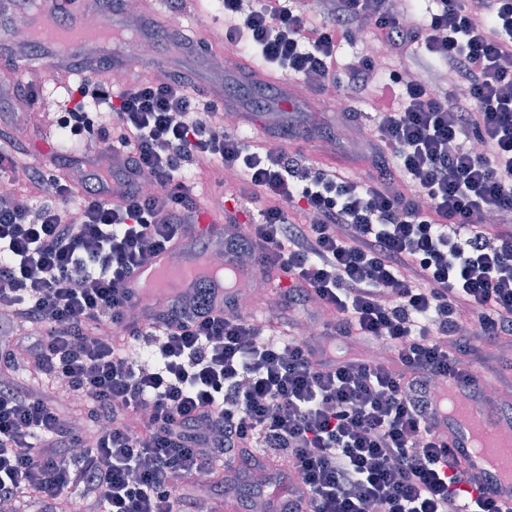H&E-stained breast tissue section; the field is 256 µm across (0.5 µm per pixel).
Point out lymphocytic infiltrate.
Returning a JSON list of instances; mask_svg holds the SVG:
<instances>
[{"mask_svg": "<svg viewBox=\"0 0 512 512\" xmlns=\"http://www.w3.org/2000/svg\"><path fill=\"white\" fill-rule=\"evenodd\" d=\"M221 4L229 53L377 97L374 172L253 151L185 76L117 92L106 59L55 121L108 144L110 165L72 175L0 128V177L16 179L0 204V503L211 512L255 480L245 512H508L456 457L431 389L482 395L472 356L512 340V0ZM364 24L401 73L340 65ZM243 185L262 202L246 225L228 199ZM205 211L225 259L287 273L262 319L202 282L144 308L129 293Z\"/></svg>", "mask_w": 512, "mask_h": 512, "instance_id": "f902f5d3", "label": "lymphocytic infiltrate"}]
</instances>
